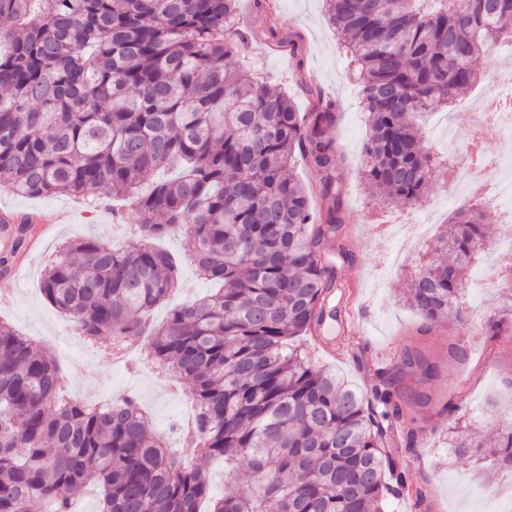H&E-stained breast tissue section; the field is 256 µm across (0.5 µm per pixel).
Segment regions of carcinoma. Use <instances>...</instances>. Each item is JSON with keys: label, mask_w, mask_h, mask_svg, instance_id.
<instances>
[{"label": "carcinoma", "mask_w": 512, "mask_h": 512, "mask_svg": "<svg viewBox=\"0 0 512 512\" xmlns=\"http://www.w3.org/2000/svg\"><path fill=\"white\" fill-rule=\"evenodd\" d=\"M359 69L369 134L362 177L386 205L412 209L443 163L418 126L479 80L477 59L512 44V0H324ZM238 0H0V177L17 195L134 197L118 220L143 243L116 250L92 237L61 245L45 299L91 341L146 337L200 409L189 441L246 490L211 496L207 471L148 430L135 398L91 406L61 396L63 375L34 340L0 321V512H72L92 488L98 512H390L407 491L402 462L380 445L401 437V371L430 367L404 352L361 392L317 367L299 341L339 308L329 256H347L341 219L317 218L296 154L340 191L342 158L321 140L332 105L305 126L279 85L243 70ZM483 206L462 202L426 246L407 305L433 322L463 320L472 263L492 252ZM182 232L186 257L219 288L148 321L172 296L180 260L156 242ZM17 229L0 270L22 249ZM485 334L512 341V298ZM462 457L512 469V412L494 442L474 423L451 431Z\"/></svg>", "instance_id": "carcinoma-1"}]
</instances>
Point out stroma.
I'll list each match as a JSON object with an SVG mask.
<instances>
[{
	"instance_id": "stroma-1",
	"label": "stroma",
	"mask_w": 512,
	"mask_h": 512,
	"mask_svg": "<svg viewBox=\"0 0 512 512\" xmlns=\"http://www.w3.org/2000/svg\"><path fill=\"white\" fill-rule=\"evenodd\" d=\"M269 3L281 35L296 36L297 47L269 46L265 19L255 11L253 0H239L240 18L252 35L242 62L278 83L295 100L300 112L310 111L309 92L313 89L338 106V120L326 136L345 157L340 216L350 257L334 261L336 277L345 285L340 299L343 322L331 324L327 336L336 340L341 332L352 334L358 344L367 346L372 366L359 368L353 351L341 344L332 352L310 340L304 347L320 365L359 390L369 387L373 369L390 367L402 352L420 355L434 367V376L427 379L420 372L408 371L398 381L403 400L410 403L404 425L415 433L413 445L405 448L389 443L386 453L402 459L411 483L426 494L428 512H512V487L507 484L512 472L492 463L475 465L448 446V432L458 419L474 421L492 434L497 430L501 410L512 407V343L481 333L488 309L512 290L495 287L496 265L487 259L475 269L463 294L465 321L428 326L405 307L411 274L424 250L419 247L405 253L401 267L388 270L386 255L394 245L378 238L377 223L426 224L436 235L444 229L461 195L441 180L430 185L421 204L410 210L391 209L369 199L359 178L367 117L361 110L357 85L346 76L350 59L327 21L323 0ZM480 67L484 71L480 85L457 97L453 112L434 117L435 123H447L456 129L454 141L433 139L439 152L465 151L473 132V116L488 98L495 76L512 68V49H495ZM2 206L24 212L64 208L71 212L72 221L59 225L44 239L39 255L29 268L21 269L16 279L0 277V291L9 295L7 304H0V320L47 348L68 379L74 399L96 396L104 401L111 390L133 380L140 381L144 393L158 392L163 376L160 368L144 365L134 371L128 361L113 362L111 355L96 348L94 342L76 343L73 330L39 288L42 269L63 241L92 235L117 248H133L142 242L135 225L113 223L111 200L88 208L62 195L24 198L0 179ZM453 345L464 350V358L449 356L448 349Z\"/></svg>"
}]
</instances>
